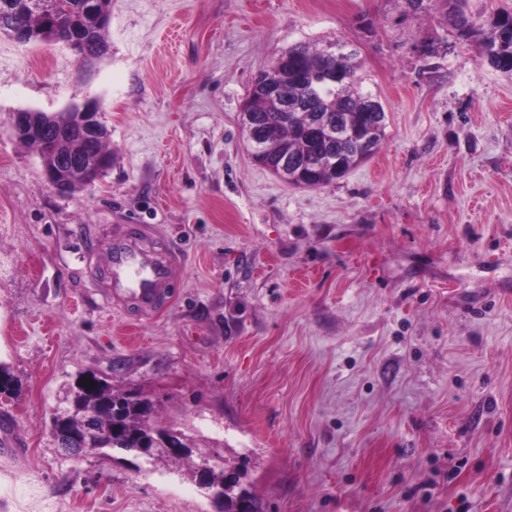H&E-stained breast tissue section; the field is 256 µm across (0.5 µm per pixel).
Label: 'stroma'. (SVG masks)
I'll list each match as a JSON object with an SVG mask.
<instances>
[{
    "mask_svg": "<svg viewBox=\"0 0 512 512\" xmlns=\"http://www.w3.org/2000/svg\"><path fill=\"white\" fill-rule=\"evenodd\" d=\"M336 39L386 138L292 186L252 159L240 107L279 50ZM107 42L86 68L0 35V413L24 441L0 512H216L185 464L57 448L89 371L196 454L248 455L266 512H512V72L407 0H112ZM87 97L112 165L59 195L12 116ZM137 225L180 261L152 314L93 285Z\"/></svg>",
    "mask_w": 512,
    "mask_h": 512,
    "instance_id": "1",
    "label": "stroma"
}]
</instances>
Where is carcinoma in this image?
<instances>
[{"mask_svg":"<svg viewBox=\"0 0 512 512\" xmlns=\"http://www.w3.org/2000/svg\"><path fill=\"white\" fill-rule=\"evenodd\" d=\"M80 0H60L57 11L64 26L77 29L91 48L106 47V28L83 17L77 9ZM419 2L451 3L447 15L452 26L465 40L480 37L481 56L493 68L512 72V12L497 15L489 31L477 27L469 12V0H419ZM14 23L40 33L38 40L50 41L52 21L37 11L15 16ZM288 55L295 67L281 72L276 65L262 71L260 79L276 84L280 98L264 99L256 91L249 92L257 130L268 131V137L259 141L253 156L274 173L279 163L288 158V182L304 187H323L344 177L351 170L371 158L386 137V112L378 96L363 86L365 78L358 74L357 51L327 56L320 48L306 43L288 47ZM346 71L351 80L337 87L319 82L322 71ZM300 105L293 112H281L283 100ZM49 125L48 140H59L72 121V113H41ZM46 140V141H48ZM46 141L32 142L38 152L46 148ZM90 377L95 390L84 392L81 380ZM95 413L100 428H112L133 438L149 442L164 425L155 420L153 402L140 395L119 389L110 379L94 372L80 373L70 390L67 420L75 428L81 427L89 413ZM248 456L232 462L233 472L224 485V512H237L238 500L247 495L255 512H265L259 498L250 490Z\"/></svg>","mask_w":512,"mask_h":512,"instance_id":"cac0c4a2","label":"carcinoma"}]
</instances>
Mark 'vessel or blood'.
<instances>
[{
	"instance_id": "1",
	"label": "vessel or blood",
	"mask_w": 512,
	"mask_h": 512,
	"mask_svg": "<svg viewBox=\"0 0 512 512\" xmlns=\"http://www.w3.org/2000/svg\"><path fill=\"white\" fill-rule=\"evenodd\" d=\"M110 273L102 288L108 299L137 306L144 312L159 310L170 300L178 257L149 249L143 237H116L108 250Z\"/></svg>"
}]
</instances>
